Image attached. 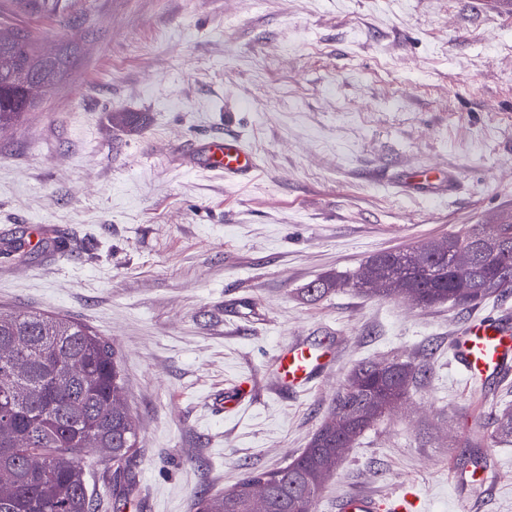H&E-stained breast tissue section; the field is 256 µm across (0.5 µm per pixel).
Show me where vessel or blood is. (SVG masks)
<instances>
[{
    "mask_svg": "<svg viewBox=\"0 0 512 512\" xmlns=\"http://www.w3.org/2000/svg\"><path fill=\"white\" fill-rule=\"evenodd\" d=\"M201 168L224 173L228 177H243L256 166L252 152L244 148L239 138L219 136L202 144L194 158ZM454 359L460 370L470 376L495 374L512 375V315L472 320L458 331L451 343ZM275 378L279 388L305 389L311 386L331 364L324 352L296 342L275 357ZM402 497H380L366 492L345 496L338 512H404Z\"/></svg>",
    "mask_w": 512,
    "mask_h": 512,
    "instance_id": "vessel-or-blood-1",
    "label": "vessel or blood"
}]
</instances>
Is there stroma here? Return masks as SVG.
<instances>
[{"mask_svg": "<svg viewBox=\"0 0 512 512\" xmlns=\"http://www.w3.org/2000/svg\"><path fill=\"white\" fill-rule=\"evenodd\" d=\"M10 14L42 49L72 45L41 111L0 131V310L77 319L117 351L138 429L125 512H195L198 494L286 465L361 362L424 358L407 401L345 452L314 512L355 490L413 512H512V443L496 482L460 483L461 442L512 404L450 342L475 308L306 286L370 255L512 214V11L494 0H63ZM133 112L139 125L113 121ZM239 136L230 182L190 167ZM412 174L454 192L413 190ZM329 348L318 386H275L293 340ZM194 163L211 171L224 173V177H243L256 167V158L234 136L210 138L202 144Z\"/></svg>", "mask_w": 512, "mask_h": 512, "instance_id": "stroma-1", "label": "stroma"}]
</instances>
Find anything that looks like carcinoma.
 Returning a JSON list of instances; mask_svg holds the SVG:
<instances>
[{"instance_id":"obj_1","label":"carcinoma","mask_w":512,"mask_h":512,"mask_svg":"<svg viewBox=\"0 0 512 512\" xmlns=\"http://www.w3.org/2000/svg\"><path fill=\"white\" fill-rule=\"evenodd\" d=\"M7 9L56 11L53 0H5ZM70 69V53L43 51L29 31H0V130L14 127L41 101L37 84L51 91ZM338 288L366 297L413 292L422 305L473 308L512 292V216L504 224H474L440 242L368 257L347 275L307 285L310 297ZM387 370L356 365L336 392L329 418L291 462L268 472H247L220 495L201 494L196 512H313L323 485L336 474L347 448L404 402L428 371L416 359L391 360ZM125 382L111 343L89 326L40 312L0 311V512H96L81 464L88 447L115 466L113 491L130 496L135 485L124 465L138 433L126 404ZM350 420L336 429V413ZM491 438L512 443V406L496 410ZM484 437L467 441L459 464L471 462Z\"/></svg>"}]
</instances>
